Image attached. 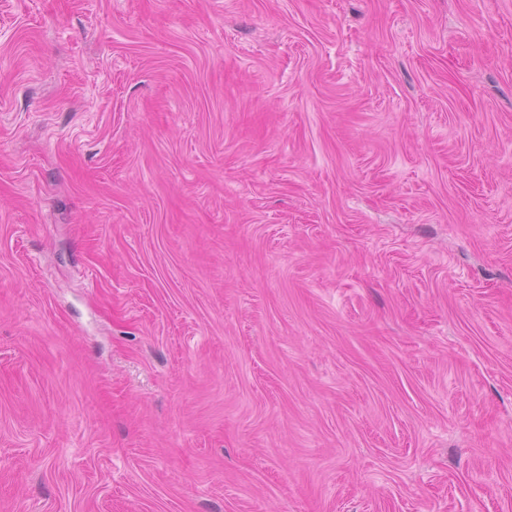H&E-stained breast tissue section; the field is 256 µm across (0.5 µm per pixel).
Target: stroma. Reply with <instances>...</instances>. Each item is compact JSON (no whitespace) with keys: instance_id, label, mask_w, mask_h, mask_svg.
I'll return each instance as SVG.
<instances>
[{"instance_id":"35a3bbf8","label":"stroma","mask_w":512,"mask_h":512,"mask_svg":"<svg viewBox=\"0 0 512 512\" xmlns=\"http://www.w3.org/2000/svg\"><path fill=\"white\" fill-rule=\"evenodd\" d=\"M0 512H512V0H0Z\"/></svg>"}]
</instances>
